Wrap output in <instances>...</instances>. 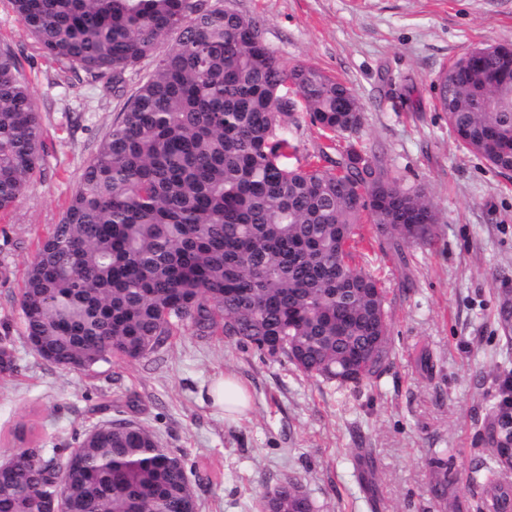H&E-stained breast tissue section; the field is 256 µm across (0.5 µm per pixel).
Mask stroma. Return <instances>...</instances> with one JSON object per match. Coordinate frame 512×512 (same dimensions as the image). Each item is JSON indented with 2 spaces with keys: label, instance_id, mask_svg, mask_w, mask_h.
<instances>
[{
  "label": "stroma",
  "instance_id": "stroma-1",
  "mask_svg": "<svg viewBox=\"0 0 512 512\" xmlns=\"http://www.w3.org/2000/svg\"><path fill=\"white\" fill-rule=\"evenodd\" d=\"M254 19L289 67L312 64L344 82L364 108L356 145L438 212L433 248L368 244L365 269L387 290L392 353L386 372L336 387L286 362L188 329L158 353L66 369L26 341L20 293L38 244L60 222L84 168L138 84L166 54L127 72L120 90L46 57L0 0V47L16 56L45 130L41 168L26 196L0 216V330L9 329L19 366L0 375V459L29 440L65 457L77 437L131 417L200 474L198 512H257L265 490L297 478L314 512H482L478 469L492 454L502 412L498 379L512 371V174L460 145L438 103V77L477 47L512 44V0H213ZM296 162L325 140L305 111L285 130ZM249 389L250 410L234 419L212 403L224 373ZM448 453V471L428 461ZM442 483L444 493L431 487Z\"/></svg>",
  "mask_w": 512,
  "mask_h": 512
}]
</instances>
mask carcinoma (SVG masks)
Wrapping results in <instances>:
<instances>
[{
    "label": "carcinoma",
    "instance_id": "obj_1",
    "mask_svg": "<svg viewBox=\"0 0 512 512\" xmlns=\"http://www.w3.org/2000/svg\"><path fill=\"white\" fill-rule=\"evenodd\" d=\"M47 56L117 88L175 35L153 75L102 139L59 224L39 245L21 293L26 338L44 360L89 370L132 362L183 327L222 336L338 386L378 377L390 354L386 289L356 264L360 224L432 247L435 205L350 148L289 164L277 130L295 86L326 140L355 134L363 107L313 65L286 68L259 23L209 0H10ZM448 126L468 151L512 171V48H476L440 75ZM44 128L15 56L0 50V214L26 195ZM17 371L0 337V373ZM53 458L19 448L0 474V512H41ZM69 512H196L192 469L155 434L119 419L84 435L63 465ZM501 449L485 501L512 498ZM286 477L260 512H309Z\"/></svg>",
    "mask_w": 512,
    "mask_h": 512
}]
</instances>
